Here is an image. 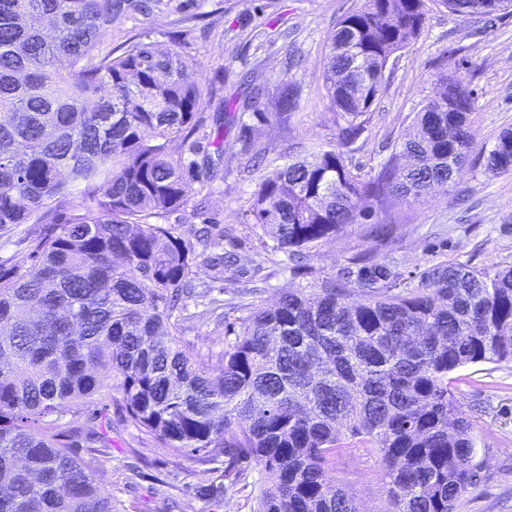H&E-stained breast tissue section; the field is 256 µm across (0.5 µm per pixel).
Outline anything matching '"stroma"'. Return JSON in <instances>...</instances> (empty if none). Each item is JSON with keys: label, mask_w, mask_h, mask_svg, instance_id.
<instances>
[{"label": "stroma", "mask_w": 512, "mask_h": 512, "mask_svg": "<svg viewBox=\"0 0 512 512\" xmlns=\"http://www.w3.org/2000/svg\"><path fill=\"white\" fill-rule=\"evenodd\" d=\"M358 0H154L150 12L119 16L101 45L109 53L138 38L175 48L191 60V76L210 92L202 107L206 128L224 120V178L192 185L195 201L224 226L225 250L239 266L224 283L225 297L252 288L254 307L273 305L281 293L315 288L323 279L357 270L367 257L403 279L418 278L439 262L479 269L512 265V172L485 170L503 129L512 128V11L455 16L437 5L419 37L394 60L386 90L349 161L370 174L410 129L422 102L443 91L442 78L472 93L469 123L475 132L471 164L458 182L423 199L392 197L377 218L388 233L377 238L355 224L319 246L308 268L281 265L270 239L246 223L244 212L259 181L288 160L337 143L324 83L327 41L339 16ZM298 91L291 115L255 118L245 102L273 106L283 84ZM263 263L261 276L253 266ZM452 389L473 426V462L481 480L456 503L455 512H512V363L470 364L455 371ZM84 430L109 431L110 448L97 466L112 494L114 512H252L257 486L235 487L220 501L195 489L198 466L127 424L113 406H84ZM332 480L348 490L363 512H392L387 480L376 454L345 445L329 465Z\"/></svg>", "instance_id": "obj_1"}]
</instances>
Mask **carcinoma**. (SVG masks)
Segmentation results:
<instances>
[{
  "label": "carcinoma",
  "mask_w": 512,
  "mask_h": 512,
  "mask_svg": "<svg viewBox=\"0 0 512 512\" xmlns=\"http://www.w3.org/2000/svg\"><path fill=\"white\" fill-rule=\"evenodd\" d=\"M431 0H363L342 14L324 66L339 142L291 160L258 183L245 220L304 266L311 250L397 196L417 201L465 171L472 96L458 82L416 113L413 132L369 177L344 147L386 89V62L415 40ZM453 14L512 0H438ZM131 0H0V237H20L29 266L0 272V512H112L91 460L110 436L73 417L115 405L145 435L228 485L257 474L253 512H361L329 476L350 439L380 457L394 512H454L478 481L473 437L449 375L512 362V266L437 263L400 287L390 267L362 260L361 298L343 279L281 294L252 310L220 351L183 338L195 317L224 324L210 288L237 259L224 230L190 236L167 218L191 203L192 182L220 177L224 123L201 161L170 152L202 126L204 84L180 51L129 40L100 44ZM281 89L276 110L297 107ZM486 170L512 171V130ZM212 272L197 291V269Z\"/></svg>",
  "instance_id": "obj_1"
}]
</instances>
